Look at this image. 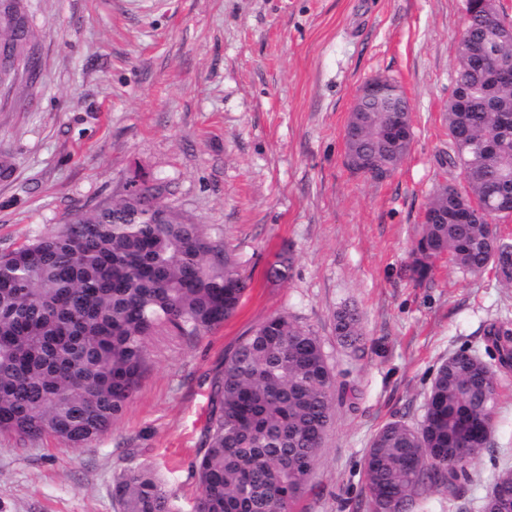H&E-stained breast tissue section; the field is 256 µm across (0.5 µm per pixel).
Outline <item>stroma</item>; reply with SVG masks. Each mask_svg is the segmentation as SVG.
<instances>
[{"mask_svg": "<svg viewBox=\"0 0 512 512\" xmlns=\"http://www.w3.org/2000/svg\"><path fill=\"white\" fill-rule=\"evenodd\" d=\"M36 74L0 102V254L56 231L69 214L119 197L137 178L204 225L251 279L237 313L198 337L162 327L141 387L83 448L0 435V512H116L112 483L152 466L190 512L191 464L210 378L268 317L318 336L349 388L293 512H366L362 458L386 422L416 425L436 368L457 350L486 356L484 331L512 321V288L439 260L415 281L411 248L448 146L465 0H24ZM387 75L404 88L414 140L389 179L344 165L355 92ZM287 252L288 275L269 276ZM364 339L340 345L337 308ZM512 469V368L498 377L490 441L454 500L418 512H481ZM336 339L344 347L356 349L363 338L359 312L354 307L344 306L333 314Z\"/></svg>", "mask_w": 512, "mask_h": 512, "instance_id": "obj_1", "label": "stroma"}]
</instances>
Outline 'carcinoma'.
Returning <instances> with one entry per match:
<instances>
[{
    "label": "carcinoma",
    "instance_id": "carcinoma-1",
    "mask_svg": "<svg viewBox=\"0 0 512 512\" xmlns=\"http://www.w3.org/2000/svg\"><path fill=\"white\" fill-rule=\"evenodd\" d=\"M488 3L474 0L459 40H485ZM4 12L0 47L32 67L35 33L20 0ZM344 128L345 163L381 181L409 154L404 134L384 133L389 113L374 102ZM445 120L448 150L437 156L456 176L432 192L411 249V269L427 278L440 259L462 273L496 270L512 286V240L501 236L502 187L512 184V83L493 84L457 51ZM166 187L131 189L92 210H78L58 231L0 256V434L26 443L50 436L84 447L124 414L149 363L147 338L161 325L187 336L231 318L251 287L201 224L165 201ZM336 339L357 348L359 312L333 314ZM500 365L512 354V328L487 331ZM496 364V365H498ZM496 365L462 349L431 380L426 414L397 420L373 437L362 469L369 512H409L430 493L453 497L493 429ZM336 402L334 369L319 337L286 314L263 321L224 358L209 390L193 512H291L318 465ZM120 512H173L175 492L145 466L113 485Z\"/></svg>",
    "mask_w": 512,
    "mask_h": 512
}]
</instances>
